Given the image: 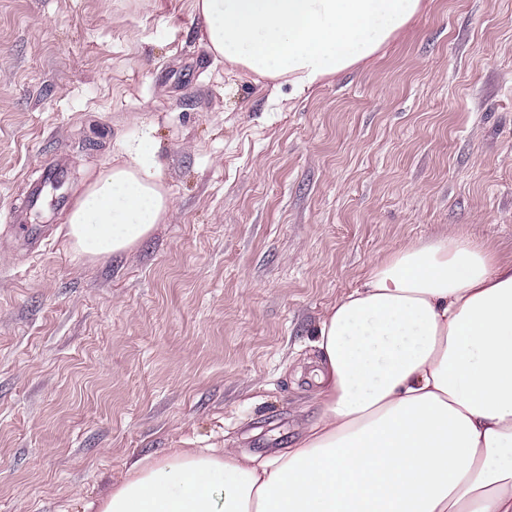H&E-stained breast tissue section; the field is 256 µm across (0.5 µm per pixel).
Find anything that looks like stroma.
I'll return each instance as SVG.
<instances>
[{
    "mask_svg": "<svg viewBox=\"0 0 512 512\" xmlns=\"http://www.w3.org/2000/svg\"><path fill=\"white\" fill-rule=\"evenodd\" d=\"M193 0H0V512H82L171 448L290 447L302 364L373 262L448 229L512 254V0H424L305 93L216 58ZM149 135L173 206L117 259L27 210ZM52 239L31 253L8 217ZM67 177V169L58 160L47 163L44 169V178L40 185L33 188L28 198L30 210L39 207L42 203L45 190L49 186H55L58 190L62 187Z\"/></svg>",
    "mask_w": 512,
    "mask_h": 512,
    "instance_id": "35a3bbf8",
    "label": "stroma"
}]
</instances>
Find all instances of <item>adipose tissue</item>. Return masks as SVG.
Returning <instances> with one entry per match:
<instances>
[{
  "mask_svg": "<svg viewBox=\"0 0 512 512\" xmlns=\"http://www.w3.org/2000/svg\"><path fill=\"white\" fill-rule=\"evenodd\" d=\"M421 0H194L216 57L298 93L369 61ZM172 197L129 146L66 222L118 257ZM317 417L268 455L171 448L134 460L90 512H512V256L448 232L375 261L318 323Z\"/></svg>",
  "mask_w": 512,
  "mask_h": 512,
  "instance_id": "adipose-tissue-1",
  "label": "adipose tissue"
}]
</instances>
